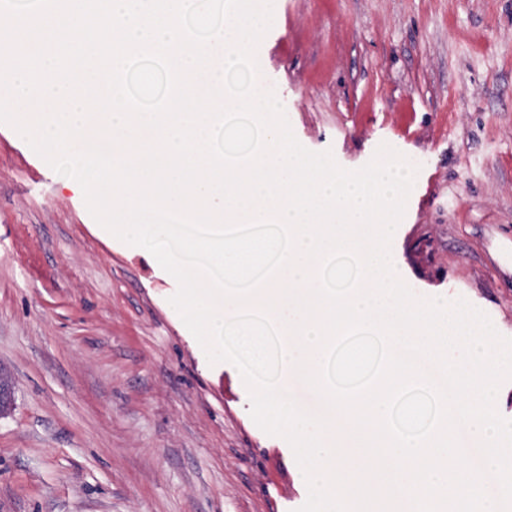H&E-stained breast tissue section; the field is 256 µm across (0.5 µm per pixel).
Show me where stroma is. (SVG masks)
<instances>
[{"mask_svg":"<svg viewBox=\"0 0 512 512\" xmlns=\"http://www.w3.org/2000/svg\"><path fill=\"white\" fill-rule=\"evenodd\" d=\"M298 142L415 167L392 238L421 298L512 338V0H273L256 48ZM144 248L0 123V512H298L291 445L235 366L209 363Z\"/></svg>","mask_w":512,"mask_h":512,"instance_id":"stroma-1","label":"stroma"}]
</instances>
